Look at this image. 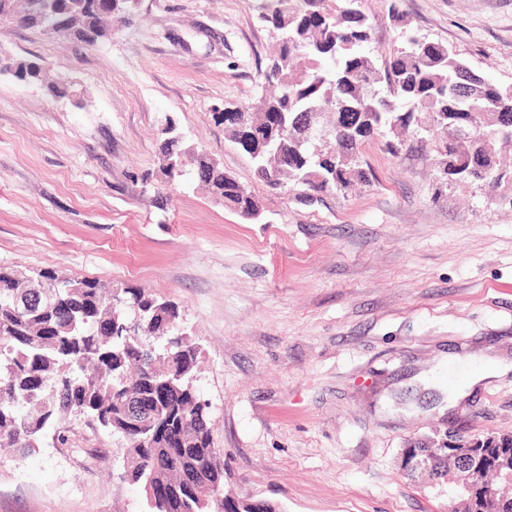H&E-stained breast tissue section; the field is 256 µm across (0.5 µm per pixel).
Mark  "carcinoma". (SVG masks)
Returning a JSON list of instances; mask_svg holds the SVG:
<instances>
[{"mask_svg": "<svg viewBox=\"0 0 512 512\" xmlns=\"http://www.w3.org/2000/svg\"><path fill=\"white\" fill-rule=\"evenodd\" d=\"M360 0H262L260 19L279 32V53L265 80L279 93L240 106L245 130L225 128L254 162L257 174L274 188L301 184L311 191L347 190L365 181L358 152L369 139L415 125L418 141L445 156L443 173L460 178L479 156L483 182L512 188V172L500 165L499 139L512 140V124L498 113L512 112V94L474 73L448 46L428 42L410 28L400 46L379 66L367 46L372 25ZM104 0H26L21 16L14 0H0V21L63 32L82 41L109 38ZM20 80L39 78L35 62L12 63ZM308 112L350 114L351 124L329 123L335 153L304 142L301 118ZM287 157L274 166L273 151ZM195 177L212 195L248 221L262 205L245 186L204 154L195 157ZM0 267V447L25 458L46 432L64 444L65 418L86 416L127 444L124 469L144 496L145 512H282L272 502L258 508L224 496V452L213 447L208 407L194 386L199 346L179 330L177 308L142 288L113 290L97 280L69 279L58 288L52 308H14L22 281ZM121 301L118 322L138 319L136 333H111L106 294ZM155 391L161 424L180 439L163 443L147 433L126 431L127 395ZM165 480L175 505L149 498V484Z\"/></svg>", "mask_w": 512, "mask_h": 512, "instance_id": "cac0c4a2", "label": "carcinoma"}]
</instances>
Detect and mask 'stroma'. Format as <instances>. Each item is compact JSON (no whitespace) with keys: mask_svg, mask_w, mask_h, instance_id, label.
<instances>
[{"mask_svg":"<svg viewBox=\"0 0 512 512\" xmlns=\"http://www.w3.org/2000/svg\"><path fill=\"white\" fill-rule=\"evenodd\" d=\"M260 0H138L111 37L0 27V266L142 288L174 303L198 344L224 491L282 512H448L458 498L403 449L451 431L512 433V369L462 399L448 362L512 365V193L447 182L439 156L402 136L360 149L369 184L272 189L219 112L253 100L278 40ZM369 51L402 27L512 86V0H361ZM398 10L402 24L389 17ZM83 98L58 97L48 81ZM207 154L263 203L243 221L191 175L169 178L161 128ZM22 461L0 451V512H143L125 441L67 420Z\"/></svg>","mask_w":512,"mask_h":512,"instance_id":"35a3bbf8","label":"stroma"}]
</instances>
